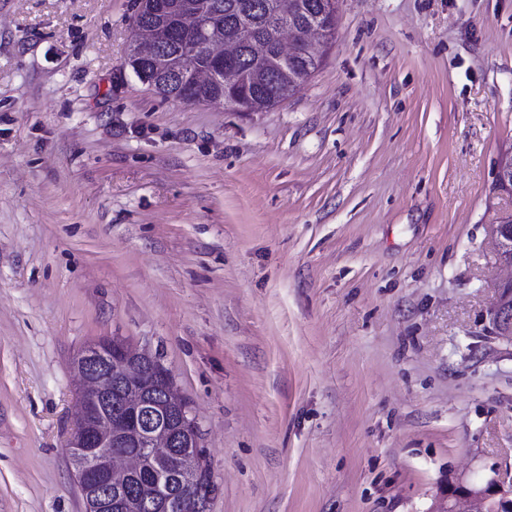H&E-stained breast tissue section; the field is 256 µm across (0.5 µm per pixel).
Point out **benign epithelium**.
<instances>
[{
	"label": "benign epithelium",
	"instance_id": "7a95c632",
	"mask_svg": "<svg viewBox=\"0 0 512 512\" xmlns=\"http://www.w3.org/2000/svg\"><path fill=\"white\" fill-rule=\"evenodd\" d=\"M181 15L193 19L199 31L194 45L195 52L207 60V65L192 72L196 86L221 83L220 96L215 104L233 98L240 87L241 74L230 64L238 54V42L230 35L220 34L213 23L215 11L200 0H181ZM135 36L129 43L128 56L133 60H148L154 69L136 72L134 76L149 85L157 96H170V89L180 84L176 73L169 70L166 45L172 32L164 26L144 28L138 18L131 20ZM336 31V13L322 12L316 20L300 31L288 27V19L276 20V33L291 37L288 54L294 55L303 46L316 59L326 47L329 37ZM496 181L500 189L512 191V151L498 163ZM494 239L499 259L512 268V223L494 225ZM489 319L499 338L512 344V277L498 289L495 302L489 309ZM78 369V426L76 436L70 438L67 448L75 450V473L81 489L93 487L98 498L95 508L100 512L112 510V490L127 486L129 477L140 468L138 457L118 449L116 439L153 425V416L139 411L140 395L137 393L142 380V365H153V353L143 349L136 353L128 350L119 339L104 346L89 345L79 354ZM117 367L129 389L126 409L120 413L103 414V407L112 403V367ZM157 376L163 381L166 405L179 412L181 428L194 437L195 421L189 419L190 403L171 379L165 365H154ZM177 446L174 435L158 429L151 444L153 454L165 459ZM190 480L185 472L171 470L155 475L156 491L149 506L151 512H171L170 504L181 494ZM512 512V466L491 467V475L482 483H471L461 477H450L440 491L438 505L431 512Z\"/></svg>",
	"mask_w": 512,
	"mask_h": 512
}]
</instances>
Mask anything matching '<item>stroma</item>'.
Segmentation results:
<instances>
[{
    "label": "stroma",
    "mask_w": 512,
    "mask_h": 512,
    "mask_svg": "<svg viewBox=\"0 0 512 512\" xmlns=\"http://www.w3.org/2000/svg\"><path fill=\"white\" fill-rule=\"evenodd\" d=\"M131 15L0 0V512H85L72 359L115 336L188 399L208 512H430L512 463V0H339L264 112L152 95ZM494 239L498 248L499 259L512 270V223L495 224ZM498 288L497 298L489 309V319L496 336L512 344V276Z\"/></svg>",
    "instance_id": "1"
}]
</instances>
